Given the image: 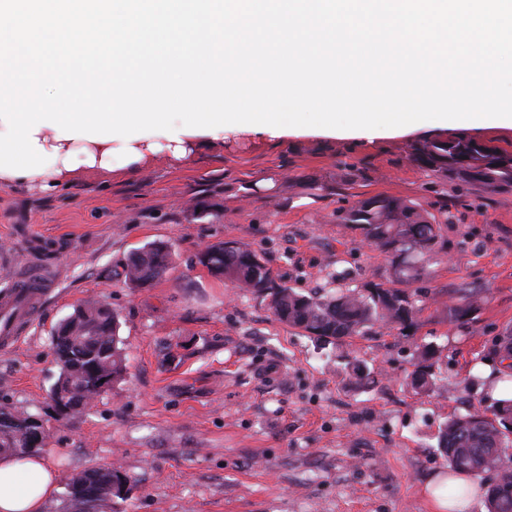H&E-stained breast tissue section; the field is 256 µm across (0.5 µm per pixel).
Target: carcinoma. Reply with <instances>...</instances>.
<instances>
[{
    "label": "carcinoma",
    "instance_id": "cac0c4a2",
    "mask_svg": "<svg viewBox=\"0 0 512 512\" xmlns=\"http://www.w3.org/2000/svg\"><path fill=\"white\" fill-rule=\"evenodd\" d=\"M503 152H486L474 147V139L461 135L435 137L411 146L410 156L421 167L443 178L474 183L487 190L512 188V165L501 161ZM343 224H358L365 238L391 257L393 277L416 279L423 270L408 261L411 254L436 251L441 223L429 213L398 197L375 196L337 214ZM173 251L163 242L148 244L130 253L122 265L124 281L133 288L144 287L172 265ZM200 263L211 273L222 276L246 292L270 298L273 314L282 322L299 328L320 340L335 341L347 336L365 335L374 326L412 322L417 310L413 295L400 288L369 283L363 289H340L325 296L305 295L276 282L272 269L245 243L220 241L200 255ZM480 301L474 290L462 292L448 307V320L462 322ZM117 315L107 305L89 299L54 328L51 350L55 362L69 365L61 388L51 393L64 401V415H75L101 394L100 380L121 379L126 371L123 349L119 347ZM437 349L429 344L420 350V364L413 375L414 387L427 393L436 384ZM489 355L499 363L512 357V342L496 341ZM512 398L495 400L483 410L452 418L446 424L440 447L457 473H492L487 512H512ZM25 433L0 430V455L23 448ZM100 485L121 484L124 477L117 467H97L81 472Z\"/></svg>",
    "mask_w": 512,
    "mask_h": 512
}]
</instances>
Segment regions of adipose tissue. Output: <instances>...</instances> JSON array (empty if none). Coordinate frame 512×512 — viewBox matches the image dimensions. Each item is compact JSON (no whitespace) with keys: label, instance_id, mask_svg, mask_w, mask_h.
Returning <instances> with one entry per match:
<instances>
[{"label":"adipose tissue","instance_id":"obj_1","mask_svg":"<svg viewBox=\"0 0 512 512\" xmlns=\"http://www.w3.org/2000/svg\"><path fill=\"white\" fill-rule=\"evenodd\" d=\"M38 138L44 149H56L55 164L40 175L15 176L0 172L1 186L22 183L52 192L86 170L110 171L118 165L133 173L163 152L177 159L185 158L191 153L194 142L190 135L178 141L154 136L130 142L68 140L46 126L40 128ZM58 482L57 473L41 457L0 455V512H44L46 503L58 489ZM425 491L433 512H473L482 499L479 483L466 474L436 477L426 485Z\"/></svg>","mask_w":512,"mask_h":512}]
</instances>
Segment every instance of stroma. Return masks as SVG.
<instances>
[{"instance_id": "35a3bbf8", "label": "stroma", "mask_w": 512, "mask_h": 512, "mask_svg": "<svg viewBox=\"0 0 512 512\" xmlns=\"http://www.w3.org/2000/svg\"><path fill=\"white\" fill-rule=\"evenodd\" d=\"M447 124L373 140L301 134L279 143L238 129L184 159L158 154L139 173L87 171L44 192L0 187V294L38 264L46 297L14 348H0V407L40 416L43 456L61 481L118 466L126 491L103 512H431L423 494L447 472L439 434L502 390L480 378L493 341L512 334V189L442 180L411 161ZM401 197L444 220L443 246L406 285L418 309L335 343L279 321L262 296L199 261L219 241L249 244L278 284L303 293L390 283L389 256L337 212ZM164 242L173 266L128 287V254ZM482 301L448 322L462 289ZM87 299L109 304L124 378L60 418L53 328ZM438 348V387L410 379L423 345ZM356 360L371 377L349 382Z\"/></svg>"}]
</instances>
